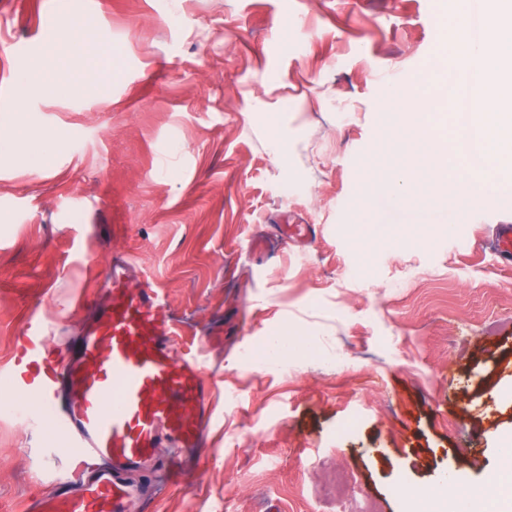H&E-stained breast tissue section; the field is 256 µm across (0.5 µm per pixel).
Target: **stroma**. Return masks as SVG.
Masks as SVG:
<instances>
[{
	"mask_svg": "<svg viewBox=\"0 0 512 512\" xmlns=\"http://www.w3.org/2000/svg\"><path fill=\"white\" fill-rule=\"evenodd\" d=\"M451 7L0 0V373L31 317L53 336L78 320L114 255L146 268L221 391L206 464L156 512H406L448 472L496 512L512 179L469 211L422 174L427 209L355 206L392 175L381 142L405 137L380 106L449 44ZM64 31L82 50L49 56ZM279 333L304 351L268 359ZM70 453L53 423L0 413V512Z\"/></svg>",
	"mask_w": 512,
	"mask_h": 512,
	"instance_id": "35a3bbf8",
	"label": "stroma"
}]
</instances>
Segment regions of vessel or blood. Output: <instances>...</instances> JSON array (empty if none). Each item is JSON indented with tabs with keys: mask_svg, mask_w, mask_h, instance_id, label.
<instances>
[{
	"mask_svg": "<svg viewBox=\"0 0 512 512\" xmlns=\"http://www.w3.org/2000/svg\"><path fill=\"white\" fill-rule=\"evenodd\" d=\"M134 264L116 258L103 293L79 297L86 319L48 343L29 324L13 385L47 410L72 448L27 512H133L178 487L199 466L217 403L202 361L155 288H135Z\"/></svg>",
	"mask_w": 512,
	"mask_h": 512,
	"instance_id": "1",
	"label": "vessel or blood"
}]
</instances>
